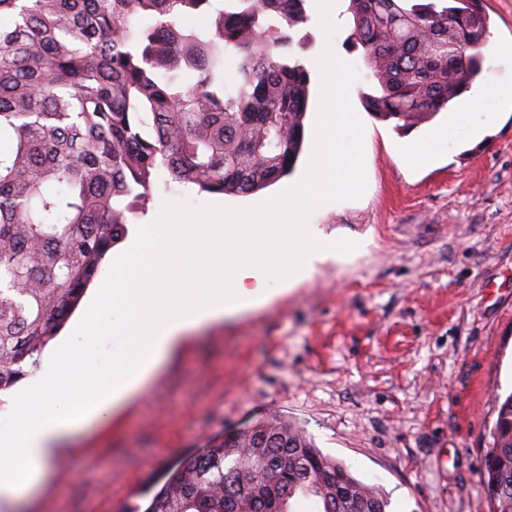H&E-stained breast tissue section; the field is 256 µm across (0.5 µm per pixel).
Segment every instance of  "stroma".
I'll list each match as a JSON object with an SVG mask.
<instances>
[{
    "label": "stroma",
    "instance_id": "1",
    "mask_svg": "<svg viewBox=\"0 0 512 512\" xmlns=\"http://www.w3.org/2000/svg\"><path fill=\"white\" fill-rule=\"evenodd\" d=\"M333 21L307 0L301 60L324 47L342 59L358 123L339 141L360 185L307 215L354 245L260 308L185 333L110 424L76 438L37 503L21 512H126L147 505L168 467L212 436L277 414L324 454L378 487L389 512H489L480 473L496 420L495 394L512 390V0H486L493 20L473 111L481 137L436 136L439 113L395 129L365 112L368 70L345 39L347 0ZM434 134L436 161L405 169L402 141ZM279 190L213 195L157 182L130 218L98 280L139 225L163 210L248 212Z\"/></svg>",
    "mask_w": 512,
    "mask_h": 512
}]
</instances>
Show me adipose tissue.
I'll use <instances>...</instances> for the list:
<instances>
[{
	"label": "adipose tissue",
	"mask_w": 512,
	"mask_h": 512,
	"mask_svg": "<svg viewBox=\"0 0 512 512\" xmlns=\"http://www.w3.org/2000/svg\"><path fill=\"white\" fill-rule=\"evenodd\" d=\"M313 64L325 109L300 180L249 214L161 213L140 225L120 279L95 289L62 353L11 401V423L0 430V512H15L74 435L109 421L185 332L263 305L273 286H294L319 264L347 262V248L304 221L357 181L338 138L356 115L335 109L345 94L336 56L323 51ZM109 313L113 321L104 322Z\"/></svg>",
	"instance_id": "adipose-tissue-1"
}]
</instances>
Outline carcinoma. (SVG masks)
Listing matches in <instances>:
<instances>
[{
  "mask_svg": "<svg viewBox=\"0 0 512 512\" xmlns=\"http://www.w3.org/2000/svg\"><path fill=\"white\" fill-rule=\"evenodd\" d=\"M213 0H0V391L36 366L79 306L128 215L164 172L210 194H249L303 151L310 75L295 49L306 0H224L205 35L179 17ZM365 110L413 126L454 106L482 70L484 0H348ZM482 460L491 512H512V392ZM214 437L130 512H387L288 421Z\"/></svg>",
  "mask_w": 512,
  "mask_h": 512,
  "instance_id": "carcinoma-1",
  "label": "carcinoma"
}]
</instances>
